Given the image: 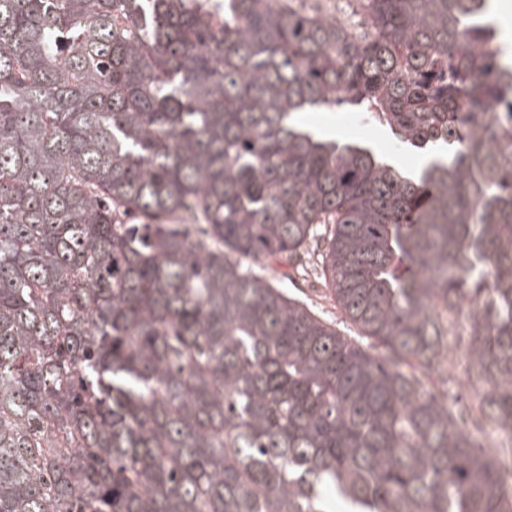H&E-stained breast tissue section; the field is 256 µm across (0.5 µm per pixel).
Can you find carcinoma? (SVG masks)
Instances as JSON below:
<instances>
[{"label": "carcinoma", "instance_id": "1", "mask_svg": "<svg viewBox=\"0 0 512 512\" xmlns=\"http://www.w3.org/2000/svg\"><path fill=\"white\" fill-rule=\"evenodd\" d=\"M0 0V512H512V72L487 0ZM349 103L414 174L296 114ZM371 355L271 280L319 231ZM461 426L422 374L463 337ZM336 3V7H334V3L332 4L333 7L330 9H327L325 11V14L327 16L334 17L336 16V9H339L341 12L344 13V15L347 16L348 22L347 24L353 26L354 28H360V25L363 24V8L360 0H333ZM488 112L495 114L494 141L497 149L507 156L512 155V95L495 102Z\"/></svg>", "mask_w": 512, "mask_h": 512}]
</instances>
